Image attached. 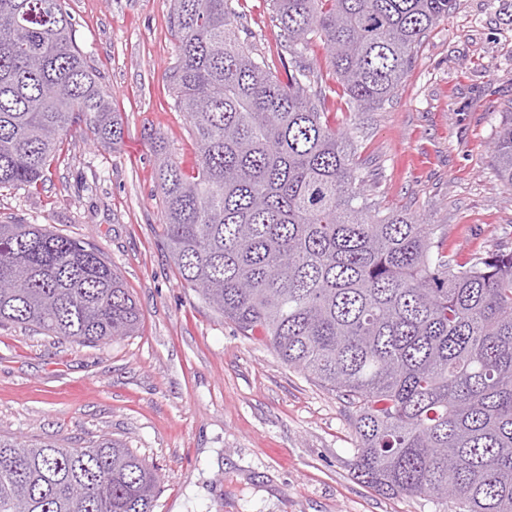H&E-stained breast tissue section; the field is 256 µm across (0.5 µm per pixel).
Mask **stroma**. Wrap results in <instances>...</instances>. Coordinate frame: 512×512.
<instances>
[{
	"label": "stroma",
	"instance_id": "35a3bbf8",
	"mask_svg": "<svg viewBox=\"0 0 512 512\" xmlns=\"http://www.w3.org/2000/svg\"><path fill=\"white\" fill-rule=\"evenodd\" d=\"M238 20L272 71L290 62L268 0ZM170 0H66L124 137L77 125L36 186L0 190V224H39L99 249L141 314L137 334L78 345L0 325V435L81 448L123 441L159 469L154 512H452L447 500L385 496L355 475L354 413L336 392L242 335L168 254L146 134L185 169L196 154L169 72ZM306 60L339 126L355 128L364 192L381 210L437 225L458 263L512 251V188L492 159L512 110V0H458L427 33L395 98L346 113L320 44Z\"/></svg>",
	"mask_w": 512,
	"mask_h": 512
}]
</instances>
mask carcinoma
<instances>
[{
	"mask_svg": "<svg viewBox=\"0 0 512 512\" xmlns=\"http://www.w3.org/2000/svg\"><path fill=\"white\" fill-rule=\"evenodd\" d=\"M247 0H171L172 90L197 162L148 134L180 279L246 336L354 409L357 476L382 495L512 512V252L460 265L433 224L376 209L352 132L325 112L304 53L322 44L346 111L397 94L458 0H271L286 80L240 39ZM64 0H0V189L42 180L77 123L109 147L123 122ZM512 187V111L493 143ZM139 308L89 243L0 224V325L93 344ZM157 469L116 439L83 448L0 436V512H153Z\"/></svg>",
	"mask_w": 512,
	"mask_h": 512,
	"instance_id": "cac0c4a2",
	"label": "carcinoma"
}]
</instances>
